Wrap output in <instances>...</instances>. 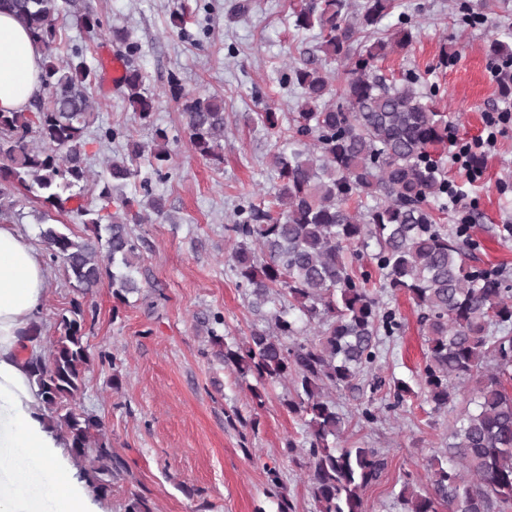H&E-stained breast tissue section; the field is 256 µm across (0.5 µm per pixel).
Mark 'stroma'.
<instances>
[{"label": "stroma", "mask_w": 512, "mask_h": 512, "mask_svg": "<svg viewBox=\"0 0 512 512\" xmlns=\"http://www.w3.org/2000/svg\"><path fill=\"white\" fill-rule=\"evenodd\" d=\"M92 3L102 34L89 37L76 22ZM58 0L65 22L60 30L88 63L103 65L104 54L123 56L112 30L126 32L137 47L132 61L153 99L157 126L167 129L170 159L165 176L153 180V194L165 201L164 216L151 215L149 198L127 184L124 193L140 202L149 219L136 225L144 240L137 277L139 293L119 302L102 287L85 302L94 320L88 332L92 352L106 351L115 365L93 363L79 403L107 426L114 452L126 464L112 476L107 496L96 497L101 512H125L141 495L154 512H277L268 493L266 466H277L296 512H315L300 466L305 426L285 406L296 395L293 381L268 386L265 405L255 408L253 378L241 377L216 357L208 328L214 314L224 317V335L234 342L264 326L268 310L254 311L237 287L228 256L233 243L225 225L234 223L246 200H259L276 182L270 165L276 139L256 121L265 109L297 111L300 89L282 78L289 65L315 52L317 30L293 24V0ZM457 0H398V10L418 25L413 44L379 61L384 75L401 80L423 76L429 102L448 117L451 133L470 139L483 132V115L512 102L487 70L496 31L512 26V0H497L495 13L479 24L463 22ZM190 18L183 29L170 24L177 6ZM447 66H439L440 55ZM187 91L222 100L225 113L224 162L215 165L191 150L182 106L168 94L171 75ZM98 123L120 130L116 140H93L86 147L94 179L85 197L98 205L108 158L127 153L130 143L153 147L152 129L141 125L119 86L100 76L92 90ZM483 176L468 183L447 166L448 178L466 188L464 206L445 208L441 222L455 229L458 212L472 215L469 263L495 268L512 282V240L502 231L512 223V128L483 158ZM77 291L62 265L52 266L40 315L43 336L54 333L57 315ZM403 324L383 339L374 369L354 388L334 393L346 419L343 443L378 449L386 465L366 488V512H402L397 500L405 472H423L427 458L444 448L452 425L448 411H433L420 385L426 345L417 311L408 295H385ZM402 380L412 389L403 407L387 408L388 389ZM373 405L378 419L362 424L359 413ZM240 414L243 425L227 417ZM298 449L290 452L287 441Z\"/></svg>", "instance_id": "obj_1"}]
</instances>
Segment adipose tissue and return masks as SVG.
Wrapping results in <instances>:
<instances>
[{
	"mask_svg": "<svg viewBox=\"0 0 512 512\" xmlns=\"http://www.w3.org/2000/svg\"><path fill=\"white\" fill-rule=\"evenodd\" d=\"M44 50L0 10V112L24 111L43 91ZM43 256L0 225V512H93L84 483L60 451L20 355L46 297Z\"/></svg>",
	"mask_w": 512,
	"mask_h": 512,
	"instance_id": "adipose-tissue-1",
	"label": "adipose tissue"
}]
</instances>
